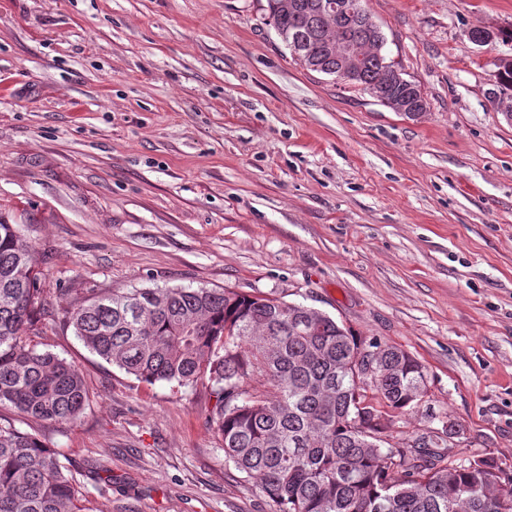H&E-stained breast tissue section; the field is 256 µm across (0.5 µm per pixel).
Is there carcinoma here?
<instances>
[{
	"label": "carcinoma",
	"instance_id": "1",
	"mask_svg": "<svg viewBox=\"0 0 512 512\" xmlns=\"http://www.w3.org/2000/svg\"><path fill=\"white\" fill-rule=\"evenodd\" d=\"M328 2L266 0L265 21L313 72L337 76L342 48L356 46L348 84L362 91L401 72L362 0H345L339 13L323 8ZM40 282L32 246L1 219L0 408L71 424L89 394L72 363L30 343L44 316ZM61 311L90 353L138 380L206 383L225 459L257 481L276 512H448L476 484L467 512H512L493 457L455 463L439 435L382 448L386 421L426 397L425 367L318 309L227 288L156 287L94 293ZM356 355L372 358L368 383L350 368ZM0 512H85L58 452L1 417Z\"/></svg>",
	"mask_w": 512,
	"mask_h": 512
}]
</instances>
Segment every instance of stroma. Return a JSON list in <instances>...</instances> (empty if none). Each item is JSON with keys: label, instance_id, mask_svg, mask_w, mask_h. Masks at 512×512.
<instances>
[{"label": "stroma", "instance_id": "1", "mask_svg": "<svg viewBox=\"0 0 512 512\" xmlns=\"http://www.w3.org/2000/svg\"><path fill=\"white\" fill-rule=\"evenodd\" d=\"M265 0H0V219L40 258L32 342L89 403L36 423L87 512H275L226 461L203 386L148 384L89 353L60 300L231 288L317 308L412 353L402 447L453 423L450 460L512 467V121L471 28L512 0H366L427 101L410 118L298 64Z\"/></svg>", "mask_w": 512, "mask_h": 512}]
</instances>
